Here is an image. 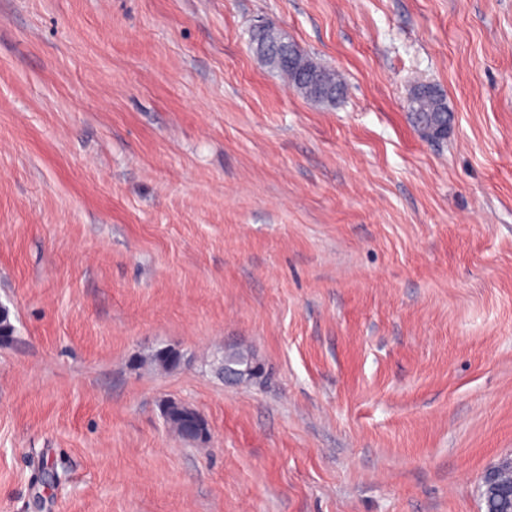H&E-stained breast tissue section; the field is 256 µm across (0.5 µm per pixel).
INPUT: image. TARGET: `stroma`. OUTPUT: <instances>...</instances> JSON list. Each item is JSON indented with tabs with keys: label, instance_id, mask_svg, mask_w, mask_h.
Returning a JSON list of instances; mask_svg holds the SVG:
<instances>
[{
	"label": "stroma",
	"instance_id": "obj_1",
	"mask_svg": "<svg viewBox=\"0 0 512 512\" xmlns=\"http://www.w3.org/2000/svg\"><path fill=\"white\" fill-rule=\"evenodd\" d=\"M262 22L344 97L270 71ZM421 81L445 139L410 120ZM0 305V512H485L512 0H0ZM228 348L261 377L225 384Z\"/></svg>",
	"mask_w": 512,
	"mask_h": 512
}]
</instances>
